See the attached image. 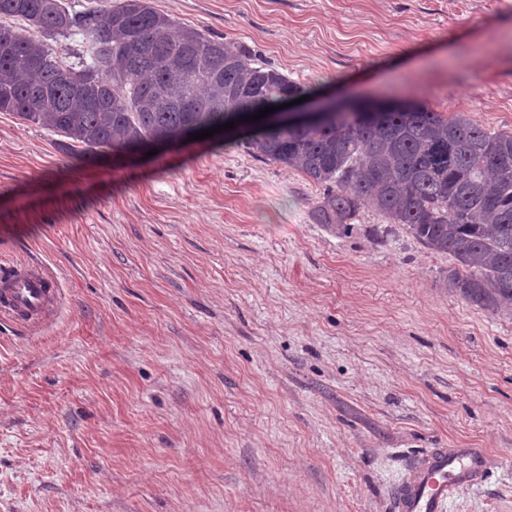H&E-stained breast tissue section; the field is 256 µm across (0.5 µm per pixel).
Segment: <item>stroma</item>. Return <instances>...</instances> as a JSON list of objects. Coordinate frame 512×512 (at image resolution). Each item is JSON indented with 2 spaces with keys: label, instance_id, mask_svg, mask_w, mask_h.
I'll use <instances>...</instances> for the list:
<instances>
[{
  "label": "stroma",
  "instance_id": "35a3bbf8",
  "mask_svg": "<svg viewBox=\"0 0 512 512\" xmlns=\"http://www.w3.org/2000/svg\"><path fill=\"white\" fill-rule=\"evenodd\" d=\"M328 98L512 132V0H153ZM242 133L92 165L0 112V271L39 264L41 326L0 319V512H393L434 448L493 469L448 512H512V309L449 256Z\"/></svg>",
  "mask_w": 512,
  "mask_h": 512
}]
</instances>
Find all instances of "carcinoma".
<instances>
[{
  "label": "carcinoma",
  "mask_w": 512,
  "mask_h": 512,
  "mask_svg": "<svg viewBox=\"0 0 512 512\" xmlns=\"http://www.w3.org/2000/svg\"><path fill=\"white\" fill-rule=\"evenodd\" d=\"M80 35L90 60L48 43ZM308 91L257 64L243 45L178 26L152 0H106L80 12L62 0H0V112L46 127L91 163L236 122L260 159L323 187L313 219L343 233L364 206L452 257L448 288L496 312L512 307V133L463 112L409 103L374 124L321 129L243 117Z\"/></svg>",
  "instance_id": "1"
}]
</instances>
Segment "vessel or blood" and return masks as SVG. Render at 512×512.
Returning <instances> with one entry per match:
<instances>
[{
  "mask_svg": "<svg viewBox=\"0 0 512 512\" xmlns=\"http://www.w3.org/2000/svg\"><path fill=\"white\" fill-rule=\"evenodd\" d=\"M50 277L38 265L15 271L8 290L10 306L1 314L15 317L28 313L38 322L48 312L54 297L47 289ZM491 467L489 455L481 448H435L409 468L394 494L395 512H446L453 494L482 482Z\"/></svg>",
  "mask_w": 512,
  "mask_h": 512,
  "instance_id": "b4317fda",
  "label": "vessel or blood"
}]
</instances>
